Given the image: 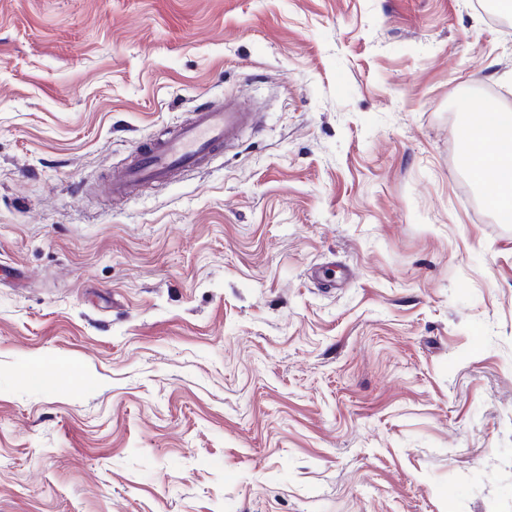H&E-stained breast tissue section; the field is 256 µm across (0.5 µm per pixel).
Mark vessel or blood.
Here are the masks:
<instances>
[{"instance_id":"b4317fda","label":"vessel or blood","mask_w":512,"mask_h":512,"mask_svg":"<svg viewBox=\"0 0 512 512\" xmlns=\"http://www.w3.org/2000/svg\"><path fill=\"white\" fill-rule=\"evenodd\" d=\"M251 121V113L238 104L199 107L173 133L142 145L128 165L113 171L105 190L115 199L130 198L145 185L202 168Z\"/></svg>"}]
</instances>
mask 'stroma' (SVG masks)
<instances>
[{"label":"stroma","mask_w":512,"mask_h":512,"mask_svg":"<svg viewBox=\"0 0 512 512\" xmlns=\"http://www.w3.org/2000/svg\"><path fill=\"white\" fill-rule=\"evenodd\" d=\"M477 3L0 0V512H512ZM227 97L235 149L105 192Z\"/></svg>","instance_id":"1"}]
</instances>
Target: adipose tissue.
Returning <instances> with one entry per match:
<instances>
[{
    "label": "adipose tissue",
    "mask_w": 512,
    "mask_h": 512,
    "mask_svg": "<svg viewBox=\"0 0 512 512\" xmlns=\"http://www.w3.org/2000/svg\"><path fill=\"white\" fill-rule=\"evenodd\" d=\"M470 138L493 143V150L472 151L468 166L478 183L494 187V206L512 220V111L495 110L492 124L475 126Z\"/></svg>",
    "instance_id": "adipose-tissue-1"
}]
</instances>
